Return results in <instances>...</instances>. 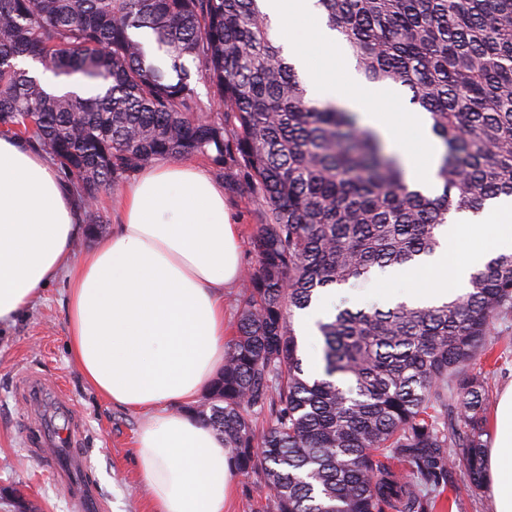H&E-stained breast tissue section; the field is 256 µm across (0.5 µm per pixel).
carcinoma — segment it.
<instances>
[{
    "label": "carcinoma",
    "mask_w": 512,
    "mask_h": 512,
    "mask_svg": "<svg viewBox=\"0 0 512 512\" xmlns=\"http://www.w3.org/2000/svg\"><path fill=\"white\" fill-rule=\"evenodd\" d=\"M316 6L367 82L428 115L441 193L411 186L353 113L307 97L258 0H0V133L52 157L92 234L108 223L100 193L161 158L201 155L249 193L258 265L199 417L271 512H435L450 466L483 480L487 393L467 370L512 315V253L448 302L317 320L322 378L303 369L293 317L323 289L432 255L450 214L512 197V0ZM28 59L100 92H50Z\"/></svg>",
    "instance_id": "carcinoma-1"
}]
</instances>
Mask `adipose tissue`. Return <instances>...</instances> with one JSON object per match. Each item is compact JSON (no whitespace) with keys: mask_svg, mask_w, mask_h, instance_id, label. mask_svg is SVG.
<instances>
[{"mask_svg":"<svg viewBox=\"0 0 512 512\" xmlns=\"http://www.w3.org/2000/svg\"><path fill=\"white\" fill-rule=\"evenodd\" d=\"M119 215L110 237L75 255L87 228L56 166L1 136L0 325L66 278L72 361L97 396L148 414L134 455L157 512H224L234 476L224 440L186 410L224 361V288L241 273L224 187L195 165L158 162L138 172ZM439 241L408 269L419 279L411 303L465 292L491 255L512 252V198L461 214ZM455 241L462 255H449ZM485 464L497 512H512V386Z\"/></svg>","mask_w":512,"mask_h":512,"instance_id":"ef3b65f1","label":"adipose tissue"}]
</instances>
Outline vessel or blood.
I'll return each instance as SVG.
<instances>
[{"label":"vessel or blood","instance_id":"b4317fda","mask_svg":"<svg viewBox=\"0 0 512 512\" xmlns=\"http://www.w3.org/2000/svg\"><path fill=\"white\" fill-rule=\"evenodd\" d=\"M47 388L39 373L30 372L25 376V402L31 413H38ZM79 428L71 426L63 438L70 452L66 462H59L57 451L53 448H42L41 453L48 463L54 464L57 474L64 482L70 500L76 512H100L101 500L95 486L92 484L83 457L74 453L73 448L78 443Z\"/></svg>","mask_w":512,"mask_h":512}]
</instances>
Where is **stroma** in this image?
Here are the masks:
<instances>
[{"mask_svg": "<svg viewBox=\"0 0 512 512\" xmlns=\"http://www.w3.org/2000/svg\"><path fill=\"white\" fill-rule=\"evenodd\" d=\"M224 204L240 236L241 265L253 270L258 204L249 196L225 191ZM66 283L52 281L42 296L14 323L0 327V490L19 489L37 512H73L63 483L53 475L29 442L34 422L22 399V376L40 372L50 389L42 411L45 429H66L69 420L79 422L78 451L95 478L96 489L107 512H155L150 492L133 457L135 434L144 413L130 411L99 398L86 385L67 350ZM327 312L336 307L388 306L385 287L375 280H359L325 289ZM493 332L494 368L474 365V372L488 375L489 401L497 403L503 389L512 385V316L497 318ZM441 500L451 512H497L488 486L473 489L463 468L451 470Z\"/></svg>", "mask_w": 512, "mask_h": 512, "instance_id": "obj_1", "label": "stroma"}]
</instances>
